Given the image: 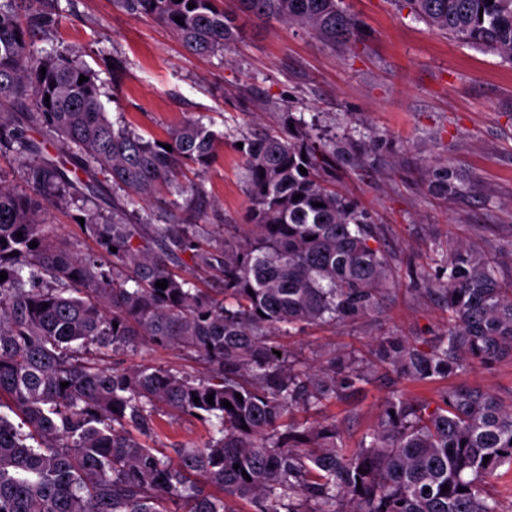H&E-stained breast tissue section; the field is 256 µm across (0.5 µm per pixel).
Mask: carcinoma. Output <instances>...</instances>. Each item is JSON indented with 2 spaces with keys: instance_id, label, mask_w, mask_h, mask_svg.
I'll use <instances>...</instances> for the list:
<instances>
[{
  "instance_id": "1",
  "label": "carcinoma",
  "mask_w": 512,
  "mask_h": 512,
  "mask_svg": "<svg viewBox=\"0 0 512 512\" xmlns=\"http://www.w3.org/2000/svg\"><path fill=\"white\" fill-rule=\"evenodd\" d=\"M59 2L0 0V156L18 158L26 183L0 179V409L14 415L0 412V512H242L241 503L249 512H502L489 486L512 470V390L458 383L427 401L400 384L512 360V239L434 241V269L415 292L436 297L448 325L428 338L391 330L371 340L368 358L332 349L312 363L282 351L276 336L356 325L398 291L397 257L333 180L336 164L360 163L379 144L281 113L275 130L241 140L250 224L212 242L198 230L203 184L176 176L185 165L203 175L224 135L200 118L162 142L114 126L99 74L68 48L37 47L54 38ZM114 2L201 57L230 50L246 21L297 26L331 46L358 35L342 0H236L233 12L224 0ZM397 2L431 30L512 63V0ZM50 141L55 159L43 155ZM422 176L439 199L468 189L447 163L425 164ZM164 186L182 198L178 224L142 207ZM107 190L112 209L84 206L82 218L103 248H117L109 269L49 237L43 221L50 206ZM188 251L221 273L218 293L172 270ZM139 344L177 348L205 372L79 356ZM376 369L392 385L351 447L325 413ZM165 410L197 419L209 437L170 455L143 441Z\"/></svg>"
}]
</instances>
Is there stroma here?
Returning <instances> with one entry per match:
<instances>
[{"mask_svg": "<svg viewBox=\"0 0 512 512\" xmlns=\"http://www.w3.org/2000/svg\"><path fill=\"white\" fill-rule=\"evenodd\" d=\"M55 45L99 71L111 121L145 138L166 139L190 117H203L224 142L203 178L212 224L249 220L239 140L268 129L281 113L316 122L326 133L381 141L362 167H337L336 185L371 213L381 244L399 260L401 290L382 313L352 327L311 325L285 338L292 354L314 359L328 348L362 346L387 330L429 336L442 329L435 298L411 292L412 271L428 268L434 237L489 240L512 235V64L437 33L390 0H344L359 24L355 43L332 47L281 24H250L221 56L188 53L161 24L117 8L112 0H61ZM123 60L113 81L104 59ZM439 160L471 182L468 193L439 204L417 164ZM77 205L52 207L46 234L80 254L104 256L78 222ZM107 366L141 365L200 373L202 362L174 348L139 346L106 357ZM388 391L384 374L366 390L333 405L348 445L376 422ZM203 425L169 417L150 442L159 448L198 444Z\"/></svg>", "mask_w": 512, "mask_h": 512, "instance_id": "stroma-1", "label": "stroma"}]
</instances>
